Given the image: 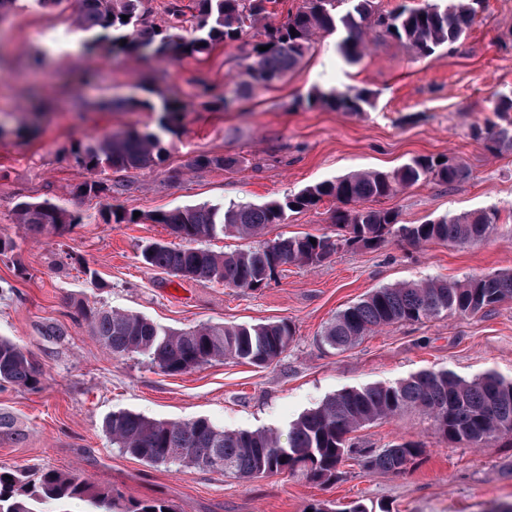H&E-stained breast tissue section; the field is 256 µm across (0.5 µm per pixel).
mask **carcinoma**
Listing matches in <instances>:
<instances>
[{"label": "carcinoma", "instance_id": "carcinoma-1", "mask_svg": "<svg viewBox=\"0 0 512 512\" xmlns=\"http://www.w3.org/2000/svg\"><path fill=\"white\" fill-rule=\"evenodd\" d=\"M148 0H78L73 25L91 35L85 46L112 39V50L145 55L193 57L220 45L242 39L260 26L261 39L247 54L244 74L248 80L218 86L201 81L196 96L208 104L227 107V92L248 96L257 85L284 79L324 34L340 36L337 47L349 62L359 60L371 36L397 41L418 58L433 56L442 47L459 41L476 18L483 0H428L419 7L384 12L377 0H303L283 21H274L268 5L276 0H194L188 13L180 0L167 6L165 27L150 20ZM128 16L123 20L122 16ZM295 33H290V30ZM125 44H120L121 40ZM268 50H259V47ZM308 104L338 112H362L371 104L370 94L334 89L314 90ZM159 113L157 130H129L92 137L76 149L77 160L89 171L152 168L161 161V135L175 134L189 111L179 98L159 95L151 106ZM497 121L478 129L485 149L493 155L512 150V98L494 103ZM233 160L199 155L192 167L222 168ZM469 176L465 165L453 158L438 161L422 156L392 171H362L310 185L285 202L263 205H196L158 211L148 219L166 225L182 245L155 241L142 251L144 263L183 278L218 281L228 288L258 289L266 286L279 268L313 265L328 259L344 244L371 249L396 232L413 245L432 241L471 246L492 236L499 219L495 209L460 215H443L424 224H401L398 213L373 207L405 187L429 179L451 185ZM79 193L112 198V185L92 180ZM336 201L332 223L340 234L332 239L310 234L278 238L257 247L217 254L195 246L203 239L226 234L254 237L269 224L284 220L285 211L310 209L324 199ZM16 223L42 234L63 232L79 224L82 216L48 201L20 202ZM316 239L311 243L310 239ZM505 300H512V273L472 276L464 280L431 279L402 282L378 288L339 312L324 331L323 341L344 349L371 330L403 322H417L442 313L474 315ZM77 313L114 357L138 354L164 372L175 375L199 368L215 359L230 358L266 366L279 358L293 341L286 320L257 325H201L189 330L162 327L136 313L80 304ZM43 371L32 353L16 341L0 337V386L9 384L31 391L41 388ZM417 410L429 418L437 434L450 442L475 447L509 437L512 439V380L487 372L471 380L448 369L419 371L391 385L375 384L345 389L319 407L301 415L288 431L287 440L272 429L224 431L198 418L176 422L118 411L105 421L112 446L149 465L178 464L210 468L209 461L224 460L222 472L239 478L285 474L305 468L310 477L328 480L353 453L351 434L385 418ZM423 449L411 442L358 452L365 470L401 473L414 464ZM85 501L88 512H174L159 499L130 500L112 490H98L76 475L43 468L30 475L0 465V512H38L44 502Z\"/></svg>", "mask_w": 512, "mask_h": 512}]
</instances>
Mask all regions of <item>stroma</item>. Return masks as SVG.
<instances>
[{
	"label": "stroma",
	"instance_id": "obj_1",
	"mask_svg": "<svg viewBox=\"0 0 512 512\" xmlns=\"http://www.w3.org/2000/svg\"><path fill=\"white\" fill-rule=\"evenodd\" d=\"M75 0L43 7L15 0L0 22V336L26 346L43 370L42 387H0V412L16 439L0 438V464L45 467L88 477L134 499L162 498L176 512H308L323 503H364L370 512H500L512 504V440L481 447L444 441L417 411L368 424L358 446L414 442L422 456L405 472L364 471L356 461L330 480L304 471L238 479L203 468L152 466L114 448L105 417L131 411L160 419H208L228 431L287 432L305 412L346 388L392 384L424 369L472 379L493 371L512 379V301L472 316L443 314L370 332L334 350L322 336L336 314L366 293L407 281L462 280L512 272V152H487L474 127L493 119L492 103L512 96V0H484L469 33L419 59L398 42L376 38L355 63L323 35L281 81L256 87L226 110L204 105L199 81L241 80L257 31L201 57L145 60L101 44L72 52ZM369 91L362 112L310 108L314 89ZM190 105L180 133L162 138L151 169L106 170L122 193L106 200L78 194L93 172L75 159L78 143L116 130L152 131L159 94ZM128 107L113 108L116 100ZM230 158L224 168H194L196 156ZM417 156L451 157L470 176L434 180L382 200L403 224L495 209L496 234L474 246H422L389 235L377 249L340 246L316 265H290L266 287L228 288L145 265L149 242H173L151 214L197 204L285 200L306 186L363 170L389 171ZM48 200L82 215L80 224L34 236L15 221L22 201ZM140 213L139 224L107 222L108 207ZM334 201L289 211L252 238L333 234ZM143 315L185 330L203 324L253 325L288 320L294 339L271 364L214 360L170 375L141 355L112 357L76 312L77 303ZM47 324L64 328L47 341Z\"/></svg>",
	"mask_w": 512,
	"mask_h": 512
}]
</instances>
